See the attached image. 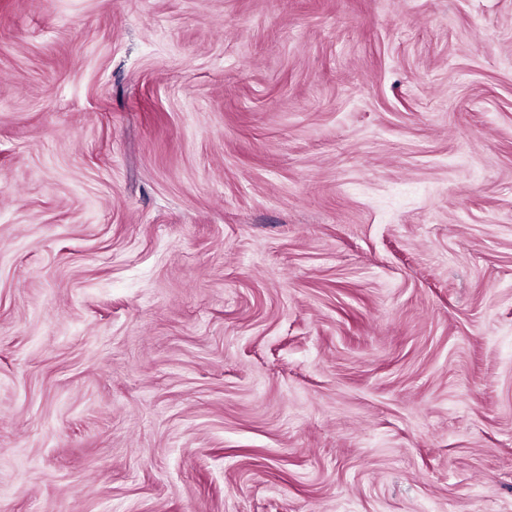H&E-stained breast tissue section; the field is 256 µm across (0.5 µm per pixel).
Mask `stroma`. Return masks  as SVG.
<instances>
[{
    "instance_id": "35a3bbf8",
    "label": "stroma",
    "mask_w": 512,
    "mask_h": 512,
    "mask_svg": "<svg viewBox=\"0 0 512 512\" xmlns=\"http://www.w3.org/2000/svg\"><path fill=\"white\" fill-rule=\"evenodd\" d=\"M0 512H512V0H0Z\"/></svg>"
}]
</instances>
